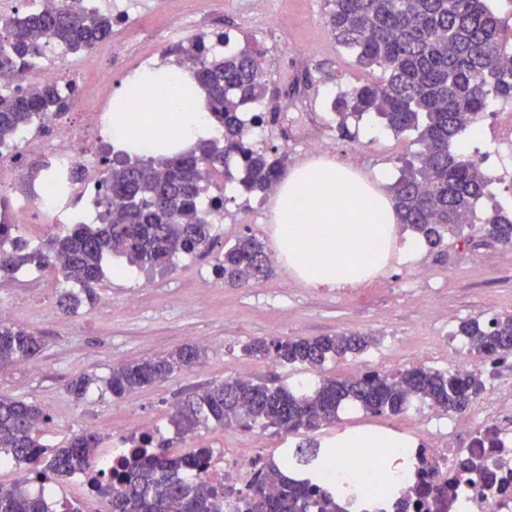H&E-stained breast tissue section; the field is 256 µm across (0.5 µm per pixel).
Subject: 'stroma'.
<instances>
[{"mask_svg":"<svg viewBox=\"0 0 512 512\" xmlns=\"http://www.w3.org/2000/svg\"><path fill=\"white\" fill-rule=\"evenodd\" d=\"M327 0H139L126 32L137 53L168 54L195 38L228 34L235 48L255 44L265 59V98L251 105L265 114V147L288 155L289 168L313 161L303 140L317 132L322 155L390 189L405 161L415 160L417 135H395L374 115L350 124L351 138L336 132L329 101L338 86H353L382 77L380 69L357 64L325 23ZM306 46L297 54V46ZM311 71L313 85L302 96L296 118H287L288 85ZM210 194L224 197V222L219 244L253 234L271 242L274 233L273 195L253 197L233 183L215 177ZM215 254L184 257L164 268L139 269L125 259L106 256L99 294L112 297L111 307L94 303L72 314L58 305L57 269L42 270L46 286L26 287V273L0 278V304L13 310V324L41 334L45 347L37 361H21L0 369V392L41 405L50 421L40 433L54 447L74 436L93 432L102 443L128 431L132 421L156 426L172 450L186 453L195 444L229 449L262 461L294 447L298 436L255 426L249 429L209 426L193 440H182L168 420L170 408L213 383L237 376L247 366L253 376L274 377L293 385L304 376L301 367L283 366L246 356L243 345L255 337L333 336L359 332L374 336L362 354L328 360L321 376L355 375L371 361L391 371L409 367L414 353L453 331L467 319H488L512 312V247L465 233L447 237L438 251L421 249L414 258L392 256L378 276V289L366 298L333 288H314L292 277L281 262L270 276L246 287L225 285L214 269ZM206 303H199V296ZM443 301L449 319L428 323L424 310ZM186 344L204 348L203 365L177 372L133 394L117 398L102 380L114 364L167 353ZM82 373L99 378L82 400L65 385Z\"/></svg>","mask_w":512,"mask_h":512,"instance_id":"obj_1","label":"stroma"}]
</instances>
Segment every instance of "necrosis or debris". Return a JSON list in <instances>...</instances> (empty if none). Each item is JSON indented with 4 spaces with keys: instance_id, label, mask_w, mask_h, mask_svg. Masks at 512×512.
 I'll return each instance as SVG.
<instances>
[{
    "instance_id": "4bbe7bcc",
    "label": "necrosis or debris",
    "mask_w": 512,
    "mask_h": 512,
    "mask_svg": "<svg viewBox=\"0 0 512 512\" xmlns=\"http://www.w3.org/2000/svg\"><path fill=\"white\" fill-rule=\"evenodd\" d=\"M36 47L35 63L24 69L21 87L31 91L48 81L68 87L70 75L57 66L66 48L44 39L38 40ZM131 51V45L119 39L87 50L81 60L95 75L93 91L69 101L61 111L37 117L33 125L14 134L11 145H0V224L37 232L55 224L82 222L85 207L95 205L105 179L101 149L111 129L112 60ZM416 359L426 367L463 361L490 374L499 367L490 358L470 354L463 336L442 337ZM432 422L429 414L417 411L411 417L414 447L372 448L365 453L383 462L406 459L410 465L402 469L401 481L389 493L356 482L354 495L345 503L348 512H392L397 500L414 497L417 487L426 481L447 487L452 512H512V484L492 494L483 479L456 475L458 452L452 431L470 427V420H455L449 431L433 428ZM365 454L356 448L342 449L338 466L320 479V486L333 488L340 477L353 478L357 462ZM256 472L254 457L230 451L215 453L209 467L213 481L236 491L248 489Z\"/></svg>"
}]
</instances>
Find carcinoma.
Here are the masks:
<instances>
[{
	"label": "carcinoma",
	"instance_id": "cac0c4a2",
	"mask_svg": "<svg viewBox=\"0 0 512 512\" xmlns=\"http://www.w3.org/2000/svg\"><path fill=\"white\" fill-rule=\"evenodd\" d=\"M327 26L338 45L350 51L362 67L378 68L384 77L355 85L333 98L336 128L350 135L349 122L366 114L378 116L395 134L418 132L422 149L418 164L410 163L392 186L397 224L411 230L431 249L443 246L450 234L463 232L476 221V207L486 195L489 180L480 162L465 159L457 144L491 111L496 102H512V59L502 49L512 28L493 10L490 0H327ZM112 16L87 15L79 0L62 7L29 13L20 19L0 18V85L16 84L23 66L34 54L38 36L60 42L72 51L90 48L112 38ZM206 40L178 50L179 58L196 59L194 76L205 92L222 138L201 141L187 153L168 158L139 157L112 160L99 194L100 223L73 224L33 249L15 246L0 252V277L22 269L38 270L59 262L67 283L79 293L62 291L60 304L75 311L81 299L92 303L106 255L124 257L141 269L165 267L180 255H205L217 242L210 211L224 208V197L211 198L204 210L200 198L218 173L237 158L238 184L248 194L262 195L286 174L287 155L277 148L256 149L248 141L243 107L267 93L263 56L248 46L213 60ZM55 85L31 94L0 96V138L62 106ZM482 235L512 247V214L495 205L478 228ZM271 258L264 242L254 235L238 238L216 257L219 276L232 284H247L268 275ZM471 340L478 353L497 360L512 357V314L461 322L455 332ZM373 338L358 333L306 338L258 337L244 351L258 360L318 369L330 358L364 352ZM42 336L22 326L0 322V368L19 360L37 359ZM204 360V349L186 345L162 355L112 367L105 381L116 398L167 379L176 371H193ZM96 378L81 374L67 384L76 399L83 398ZM487 389L479 372L407 368L395 375L368 371L361 376L322 378L305 389L229 377L181 401L169 421L181 437L215 424L222 428L256 424L286 435H298L336 423L339 409L349 403L378 415L398 416L420 400L442 412L465 411ZM49 415L36 404L0 393V459L29 466L26 477L10 488L0 487V512H48L44 492L32 495L28 482L57 483L84 474L102 497L111 498L112 512H225L224 487L214 485L205 468L210 449L178 455L160 442L147 455L153 439L129 438L132 448L110 477L95 475L100 439L83 433L67 444L46 449L37 427ZM498 429L484 428L459 457L458 476L485 473L491 463L476 448H494ZM316 460L313 470L330 466L328 451L298 448V461ZM418 508L448 512V493L438 486L431 501L417 500ZM236 512H343L339 496L313 482L288 476V459L267 463L257 473L248 494L238 498Z\"/></svg>",
	"mask_w": 512,
	"mask_h": 512
}]
</instances>
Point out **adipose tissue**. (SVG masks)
I'll use <instances>...</instances> for the list:
<instances>
[{
  "mask_svg": "<svg viewBox=\"0 0 512 512\" xmlns=\"http://www.w3.org/2000/svg\"><path fill=\"white\" fill-rule=\"evenodd\" d=\"M161 63L138 69L112 96V145L129 154L164 156L211 138L215 128L190 78L181 89ZM162 99L169 120L153 124L138 102ZM275 250L291 275L312 287L345 288L378 274L393 250L416 253V238L397 241L392 196L375 182L321 158L294 169L278 187Z\"/></svg>",
  "mask_w": 512,
  "mask_h": 512,
  "instance_id": "1",
  "label": "adipose tissue"
}]
</instances>
